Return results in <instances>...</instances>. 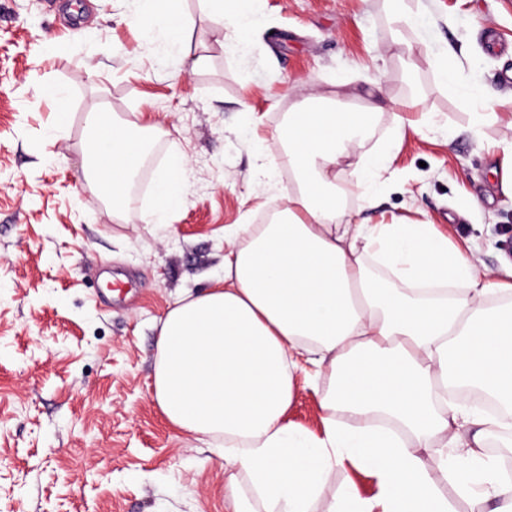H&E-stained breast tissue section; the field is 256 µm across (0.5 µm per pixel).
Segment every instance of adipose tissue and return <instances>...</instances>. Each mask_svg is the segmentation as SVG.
I'll use <instances>...</instances> for the list:
<instances>
[{
    "instance_id": "1",
    "label": "adipose tissue",
    "mask_w": 512,
    "mask_h": 512,
    "mask_svg": "<svg viewBox=\"0 0 512 512\" xmlns=\"http://www.w3.org/2000/svg\"><path fill=\"white\" fill-rule=\"evenodd\" d=\"M203 3L226 45L244 48L263 0ZM133 14L148 47L202 65L182 50L175 0H135ZM432 64L480 129L481 89L447 60ZM378 110L313 95L289 111L296 193L273 223L225 225L223 279L161 321L155 399L183 432L223 437L225 512H314L346 462L374 472L380 493L346 487L329 512H450L441 474L476 507L512 502V483L485 451L493 437L512 447V265L481 267L425 222L353 223L336 201V167ZM85 126L89 175L120 213L145 144L106 112L88 113ZM187 166L182 155L169 159L148 223L182 208ZM300 374L327 381L319 437L285 420ZM341 409L354 426L337 423Z\"/></svg>"
}]
</instances>
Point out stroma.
<instances>
[{
  "mask_svg": "<svg viewBox=\"0 0 512 512\" xmlns=\"http://www.w3.org/2000/svg\"><path fill=\"white\" fill-rule=\"evenodd\" d=\"M182 5L183 48L207 64L179 75L145 47L130 0H0V512H224L223 439L183 433L154 398L158 326L177 298L223 277L225 225L287 202L283 132L299 95L380 107L340 160V186L417 96L429 131L405 135L372 201L355 191L342 206L358 222L435 224L491 270L512 262V194L482 147L512 117V0H410L432 55L482 88L479 139L429 58L392 51L405 29L382 0H265L242 52L226 49L202 0ZM38 83L66 94L64 132H52ZM99 109L159 129L117 219L84 167L85 116ZM257 130L274 163L265 189L253 179ZM181 153L184 206L171 223H145L157 170ZM296 385L287 421L321 435L317 388ZM345 486L378 491L373 474L344 464L316 512Z\"/></svg>",
  "mask_w": 512,
  "mask_h": 512,
  "instance_id": "35a3bbf8",
  "label": "stroma"
}]
</instances>
